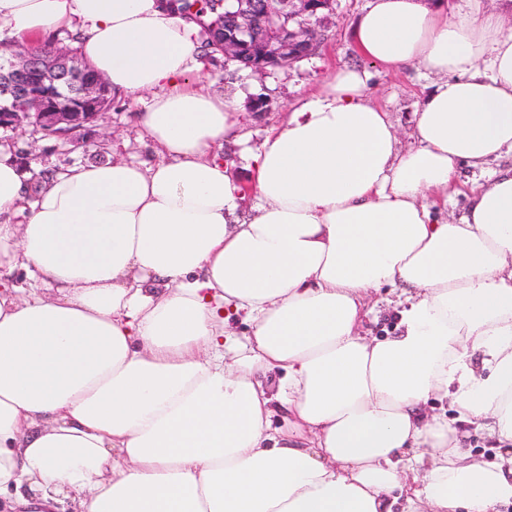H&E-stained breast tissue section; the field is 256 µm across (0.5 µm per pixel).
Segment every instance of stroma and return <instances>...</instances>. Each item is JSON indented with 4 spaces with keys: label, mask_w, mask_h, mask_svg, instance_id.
Returning a JSON list of instances; mask_svg holds the SVG:
<instances>
[{
    "label": "stroma",
    "mask_w": 512,
    "mask_h": 512,
    "mask_svg": "<svg viewBox=\"0 0 512 512\" xmlns=\"http://www.w3.org/2000/svg\"><path fill=\"white\" fill-rule=\"evenodd\" d=\"M367 0H338L336 23L319 54L298 63L287 71H278L264 82H257L235 64L225 63L223 56L205 59L203 83L206 89L232 95L243 105L242 125L250 137L247 147L258 148L267 128L285 120L291 104L308 95L323 79L328 69L337 65L363 66L364 61L353 50L348 30L357 15L366 7ZM431 80L424 70L410 66L396 73L375 71L369 89L370 100L386 107L397 126L399 146H414L412 117ZM263 94L270 101L267 113L247 111L251 96ZM149 95L128 96L113 100L105 118L107 134L88 132L77 144L46 137L33 127L21 131L0 129V139H10L16 144L18 154L35 150L37 158L50 168L72 167L78 164L106 162L118 156L132 162L154 163L160 161L158 147L137 127L135 116L144 111Z\"/></svg>",
    "instance_id": "stroma-1"
}]
</instances>
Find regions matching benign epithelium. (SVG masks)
Segmentation results:
<instances>
[{"mask_svg": "<svg viewBox=\"0 0 512 512\" xmlns=\"http://www.w3.org/2000/svg\"><path fill=\"white\" fill-rule=\"evenodd\" d=\"M336 0H224V10L202 30L221 41L224 59L262 82L318 53L334 24ZM109 84L89 74L68 47L34 57L18 48L0 55V129L32 125L75 143L102 120Z\"/></svg>", "mask_w": 512, "mask_h": 512, "instance_id": "7a95c632", "label": "benign epithelium"}]
</instances>
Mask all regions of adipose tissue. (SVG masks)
Segmentation results:
<instances>
[{
    "mask_svg": "<svg viewBox=\"0 0 512 512\" xmlns=\"http://www.w3.org/2000/svg\"><path fill=\"white\" fill-rule=\"evenodd\" d=\"M0 24L32 48L78 32L113 95L150 94L137 123L163 154L24 166L0 140V279H30L0 290V512L512 506V168L458 179L512 154L511 18L370 0L367 67L267 130L247 212L219 153L239 107L204 90L194 24L160 0H0ZM375 66L433 76L416 147L369 101ZM385 285L395 333L366 335Z\"/></svg>",
    "mask_w": 512,
    "mask_h": 512,
    "instance_id": "adipose-tissue-1",
    "label": "adipose tissue"
}]
</instances>
